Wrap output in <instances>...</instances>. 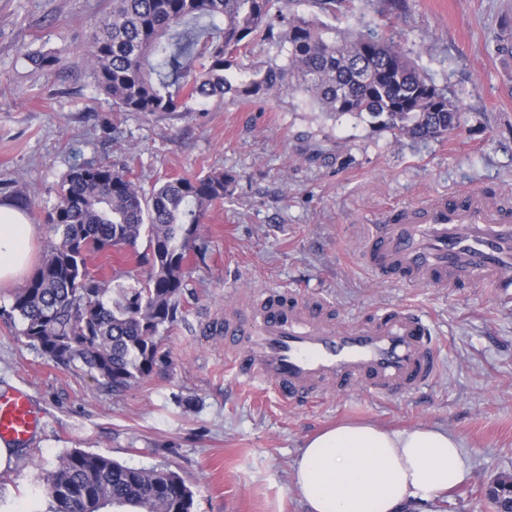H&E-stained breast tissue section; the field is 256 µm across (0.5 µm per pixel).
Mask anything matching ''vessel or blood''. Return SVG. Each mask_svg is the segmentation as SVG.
Returning a JSON list of instances; mask_svg holds the SVG:
<instances>
[{
  "mask_svg": "<svg viewBox=\"0 0 512 512\" xmlns=\"http://www.w3.org/2000/svg\"><path fill=\"white\" fill-rule=\"evenodd\" d=\"M362 259L375 274L415 285L505 291L512 288V208L481 189L432 197L374 225ZM223 334L237 377L268 385L290 406L329 390L413 394L440 368L425 317L405 306L344 327L320 301L269 293L245 311L226 313ZM45 424L26 390H0L1 443L26 446Z\"/></svg>",
  "mask_w": 512,
  "mask_h": 512,
  "instance_id": "b4317fda",
  "label": "vessel or blood"
}]
</instances>
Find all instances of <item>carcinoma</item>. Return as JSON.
<instances>
[{
	"label": "carcinoma",
	"instance_id": "obj_1",
	"mask_svg": "<svg viewBox=\"0 0 512 512\" xmlns=\"http://www.w3.org/2000/svg\"><path fill=\"white\" fill-rule=\"evenodd\" d=\"M112 0L88 45L95 87L124 112L177 116L211 98L265 104L299 93L333 115L368 116L395 135L436 140L457 130L462 101L438 87L392 35L341 28L319 15L354 0ZM43 70L54 54L30 53ZM234 176L169 179L145 191L124 167L71 166L43 223L54 236L41 266L14 295L27 346L65 371L119 395L150 376L178 319L190 252L205 260L201 226ZM146 272L112 296L88 259L133 249ZM35 512H193L194 493L166 466L132 468L72 449L42 470Z\"/></svg>",
	"mask_w": 512,
	"mask_h": 512
}]
</instances>
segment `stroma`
I'll use <instances>...</instances> for the list:
<instances>
[{
	"instance_id": "35a3bbf8",
	"label": "stroma",
	"mask_w": 512,
	"mask_h": 512,
	"mask_svg": "<svg viewBox=\"0 0 512 512\" xmlns=\"http://www.w3.org/2000/svg\"><path fill=\"white\" fill-rule=\"evenodd\" d=\"M390 20L436 85L462 98L461 127L417 141L320 111L297 93L265 105L224 101L178 117L121 112L87 69L92 32L112 0H0V188L17 182L34 204L42 261L53 236L42 220L76 163L127 166L144 189L212 171L235 175L201 228L208 244L184 310L163 336L167 363L121 396L57 367L18 338L14 289L0 288V389L25 388L46 426L0 468L13 512H35L37 477L79 448L131 467L166 465L187 479L195 512H308L293 481L306 440L347 421L439 428L462 440L468 480L402 512H492L487 488L512 477V293L377 277L365 238L391 210L474 185L512 204V68L498 51L512 0H407ZM51 52L35 69L25 52ZM267 290L322 300L353 325L393 306L424 314L443 345L422 393L379 398L356 389L287 406L243 382L207 333L228 303Z\"/></svg>"
}]
</instances>
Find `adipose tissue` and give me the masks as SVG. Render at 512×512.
Masks as SVG:
<instances>
[{
    "label": "adipose tissue",
    "instance_id": "ef3b65f1",
    "mask_svg": "<svg viewBox=\"0 0 512 512\" xmlns=\"http://www.w3.org/2000/svg\"><path fill=\"white\" fill-rule=\"evenodd\" d=\"M37 225L0 205V286L20 284ZM469 476L460 440L433 427L388 431L341 424L307 439L294 483L309 512H399L432 501Z\"/></svg>",
    "mask_w": 512,
    "mask_h": 512
}]
</instances>
